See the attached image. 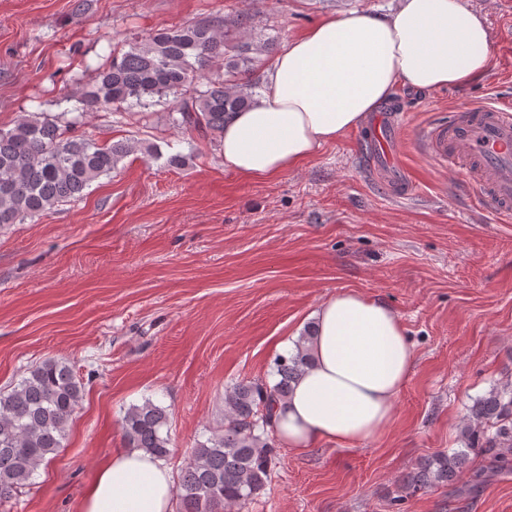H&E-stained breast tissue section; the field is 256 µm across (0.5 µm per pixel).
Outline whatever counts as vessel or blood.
I'll use <instances>...</instances> for the list:
<instances>
[{
    "instance_id": "obj_1",
    "label": "vessel or blood",
    "mask_w": 512,
    "mask_h": 512,
    "mask_svg": "<svg viewBox=\"0 0 512 512\" xmlns=\"http://www.w3.org/2000/svg\"><path fill=\"white\" fill-rule=\"evenodd\" d=\"M396 123L378 113L362 134L367 170L381 189L412 194L416 185L397 156ZM422 150L445 169L470 163V189L479 207L512 222V107L461 104L447 121L427 125L420 133Z\"/></svg>"
}]
</instances>
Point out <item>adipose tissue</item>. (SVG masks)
<instances>
[{"label":"adipose tissue","mask_w":512,"mask_h":512,"mask_svg":"<svg viewBox=\"0 0 512 512\" xmlns=\"http://www.w3.org/2000/svg\"><path fill=\"white\" fill-rule=\"evenodd\" d=\"M491 62L487 27L461 0H399L388 15L325 17L289 40L270 62L258 102L225 122L224 165L280 176L362 125L398 87H459ZM311 317V364L276 412L277 439L299 453L382 437L414 362L398 314L343 290ZM175 492L163 460L126 450L99 470L80 512H170Z\"/></svg>","instance_id":"1"}]
</instances>
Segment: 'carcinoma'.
I'll return each mask as SVG.
<instances>
[{"label":"carcinoma","mask_w":512,"mask_h":512,"mask_svg":"<svg viewBox=\"0 0 512 512\" xmlns=\"http://www.w3.org/2000/svg\"><path fill=\"white\" fill-rule=\"evenodd\" d=\"M233 24L214 17L151 33L115 46L96 68L94 84L81 94L82 112L66 122L33 112L11 128L0 127V226L21 224L64 202L83 196L102 176L112 174L131 152L126 141L100 143L70 131L87 112L127 105L148 110L172 98L171 122L202 136L222 133L224 122L255 103L249 83L235 77L255 62L259 45L236 40ZM213 70L223 76L209 78ZM310 336L300 337L296 352L274 362L278 380L235 384L224 395V427L197 444L179 483L180 512H222L258 496L271 479L276 406L284 404L291 384L309 363ZM83 384L66 362L46 359L6 393L0 392V500L30 484L40 465L64 447L69 420L80 407ZM168 410L147 399L122 418L126 447L159 459L170 454ZM464 447L438 453L408 473L403 490L415 493L449 486L484 456L501 469L512 468V387H494L474 400L460 430Z\"/></svg>","instance_id":"1"}]
</instances>
